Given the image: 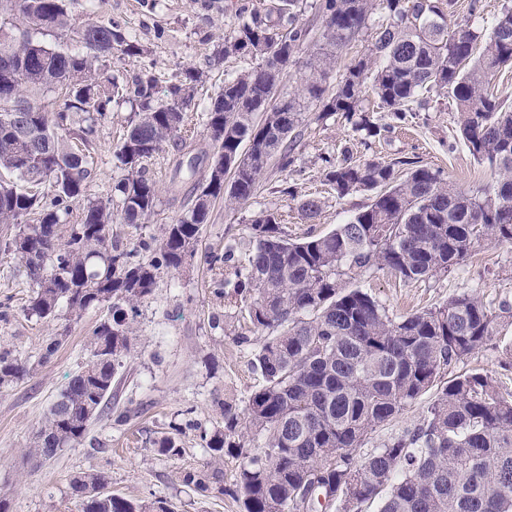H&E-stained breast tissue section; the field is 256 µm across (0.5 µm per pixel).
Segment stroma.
<instances>
[{"label": "stroma", "instance_id": "stroma-1", "mask_svg": "<svg viewBox=\"0 0 512 512\" xmlns=\"http://www.w3.org/2000/svg\"><path fill=\"white\" fill-rule=\"evenodd\" d=\"M241 2L104 0L96 7L91 0H67L75 18L118 22L147 48L142 60L113 55L114 72L130 77L147 66L163 86L183 77L186 69L202 72L197 107L208 105L226 74L244 66L234 56L214 59ZM366 107L371 120L383 128L367 158L415 157L465 190L490 182L488 169L477 164L458 137L451 99H433L428 109L395 129L389 126L388 113L376 111L374 102ZM133 110L130 102L113 101L108 118L99 126L91 152L94 174L87 184L88 198L112 195L117 172L114 148ZM300 131L295 143L297 172L269 166L252 203L231 208L223 200L213 202L195 255L179 270L162 273L153 295L140 304L137 351L126 360L122 380L112 392L113 412L131 410L130 419L124 423L98 419L79 445L63 448L46 460L27 456V447L70 377L84 365L93 331L107 309L91 308L78 319L63 312L50 322L27 317L23 308L33 290L24 266L17 255L0 248V352L34 367L30 375L0 389V501L8 512H79L70 477L91 470L110 473L112 493L135 500L163 497L173 512H241L232 497L200 493L182 481L184 472L202 469L209 459L199 434L201 429L222 426L218 401L243 402L262 384L251 367L252 346L234 339L238 309L215 296L219 274L211 270L206 257L223 250L225 241L246 240L260 211L281 214L289 237L299 239L347 223L368 201L364 193L336 198L322 183L324 156L340 155L355 139L350 125L336 115L317 119L310 111ZM291 187L299 195L321 198L322 211L316 219H306L288 197ZM187 203V197L174 201L160 193L150 223L134 227L117 222L112 230L127 245L160 238L163 225L177 218ZM353 283L377 296L397 316L441 305L463 292L478 295L493 312L510 311L489 345L446 369L444 377L488 372L503 393H512V367L505 364L506 351L512 348V245L483 242L477 255L460 267L426 282L405 284L394 274L379 271L354 277ZM58 334L65 338L63 345L49 361H41L47 338ZM433 399V394L423 395L389 425L371 433L366 449L422 424ZM170 434L178 440L179 456L157 450V440Z\"/></svg>", "mask_w": 512, "mask_h": 512}]
</instances>
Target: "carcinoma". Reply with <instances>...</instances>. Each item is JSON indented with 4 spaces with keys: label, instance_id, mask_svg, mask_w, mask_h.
<instances>
[{
    "label": "carcinoma",
    "instance_id": "1",
    "mask_svg": "<svg viewBox=\"0 0 512 512\" xmlns=\"http://www.w3.org/2000/svg\"><path fill=\"white\" fill-rule=\"evenodd\" d=\"M387 20L371 23L375 4ZM454 0H319L323 30L299 22L307 0L259 8L241 4L215 57L247 62L224 78L201 119L209 149L194 153L185 112L194 105L202 74L185 70L158 97L146 67L131 80L114 73L112 54L144 55L116 22L76 21L65 0H0V233L20 255L33 295L24 312L54 320L61 308L76 317L105 305L84 366L70 379L34 435L28 454L44 459L81 442L91 419L112 416V384L136 348L139 304L159 275L194 256L212 200L244 205L256 193L269 161L294 170L286 144L314 106L317 119L338 115L360 144L380 134L362 103L402 122L432 96L455 104L459 134L495 181L469 192L448 186L416 159H360L346 149L324 158V182L343 199L358 192L369 203L346 224L304 240L288 237L281 215L262 210L245 247L229 241L210 256L224 271L215 294L236 304L244 327L237 342H257L252 366L263 384L245 405L224 402V429L204 431L210 451L203 469L183 482L230 494L242 512H512V398L492 376L463 373L443 381L447 367L480 352L501 316L472 293L402 316L345 278L387 270L403 283L446 273L488 239L512 245V94L496 87L512 69V6L480 31L454 19ZM49 31L74 48L34 38ZM370 32L366 54L352 59L331 88L325 85L336 53ZM312 76L288 96V118L277 105L286 70L300 63ZM116 98L136 110L115 146L117 198L89 200L79 222L62 228L72 204L85 198L93 174L96 127ZM173 156L166 187L177 199L195 181V200L162 228L156 245L127 248L112 238L114 213L123 223L156 215L159 189L147 163ZM242 159L226 185L207 183L208 162ZM34 215V223L20 219ZM148 258H137L139 252ZM232 291H225L226 286ZM33 367L0 352V387ZM424 423L389 438L366 456L368 436L395 420L430 391ZM239 461L232 488L224 487V456ZM111 478L78 472L70 487L81 512H172L166 500L101 496Z\"/></svg>",
    "mask_w": 512,
    "mask_h": 512
}]
</instances>
